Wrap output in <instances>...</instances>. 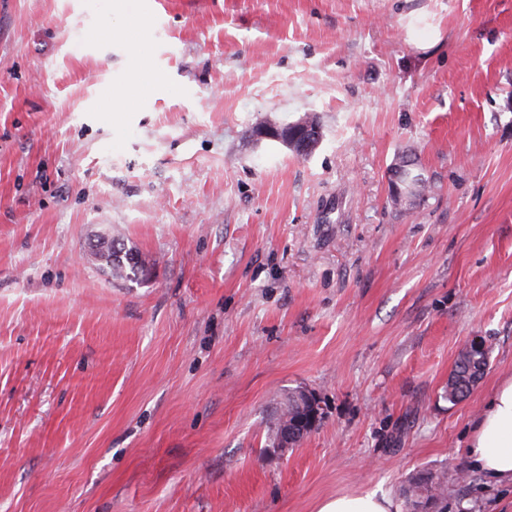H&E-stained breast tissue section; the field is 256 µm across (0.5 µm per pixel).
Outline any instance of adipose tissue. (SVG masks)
Listing matches in <instances>:
<instances>
[{"label":"adipose tissue","mask_w":512,"mask_h":512,"mask_svg":"<svg viewBox=\"0 0 512 512\" xmlns=\"http://www.w3.org/2000/svg\"><path fill=\"white\" fill-rule=\"evenodd\" d=\"M471 466L488 482L512 484V380L499 383L466 443ZM317 512H398L393 500L374 492L341 495L318 503Z\"/></svg>","instance_id":"1"}]
</instances>
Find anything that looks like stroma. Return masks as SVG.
I'll return each mask as SVG.
<instances>
[{
  "instance_id": "obj_1",
  "label": "stroma",
  "mask_w": 512,
  "mask_h": 512,
  "mask_svg": "<svg viewBox=\"0 0 512 512\" xmlns=\"http://www.w3.org/2000/svg\"><path fill=\"white\" fill-rule=\"evenodd\" d=\"M123 2L0 0V512H409L443 468L431 512H512L463 450L512 377V0ZM131 17L158 87L116 121L136 64L91 31ZM307 115L310 156L254 133ZM298 387L323 417L273 449ZM91 256L111 277L125 279L140 269L138 254L112 238L111 233L100 235L92 246ZM129 270V272H128ZM477 365L469 353L463 350L458 355L451 376L448 379L446 397L448 402L457 403L466 398L473 386H470V378L476 372ZM300 414V404L297 398L295 390L288 392V397L280 406L279 411L271 422L268 428L267 440L270 443L269 446L278 448V436L284 425L289 422L291 425L292 421ZM393 500L376 492L341 495L318 503L316 512H399Z\"/></svg>"
}]
</instances>
